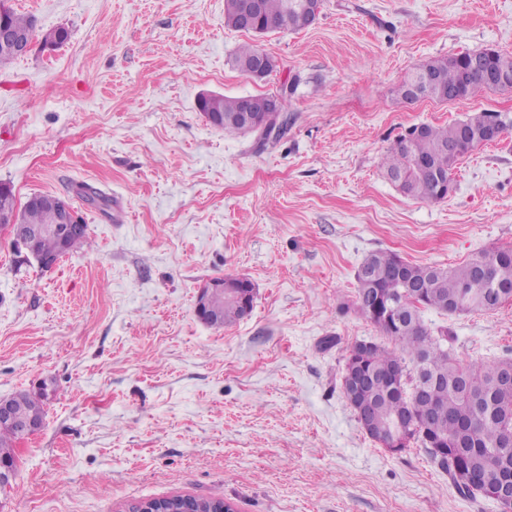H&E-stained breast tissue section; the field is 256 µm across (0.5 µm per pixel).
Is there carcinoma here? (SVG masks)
<instances>
[{
	"label": "carcinoma",
	"mask_w": 512,
	"mask_h": 512,
	"mask_svg": "<svg viewBox=\"0 0 512 512\" xmlns=\"http://www.w3.org/2000/svg\"><path fill=\"white\" fill-rule=\"evenodd\" d=\"M241 0H224V25L237 31L262 34L307 27L302 0H261V10L251 26L243 23ZM498 50L485 48L451 58H435L418 67L434 76L435 82L424 97L446 101L476 96L503 86L472 68V57ZM260 49L244 45L233 57L234 67L254 76ZM224 126L229 133H241L236 116L239 97L222 98ZM493 126L496 136L512 129V121L501 115L477 112L444 127L412 126L401 135L383 158L386 176L400 191L415 199L440 201L448 197V185L458 160L481 142L464 140L462 128L472 133ZM18 219L38 231L36 248L44 255L61 250L63 237L53 203L46 196H32L18 210ZM491 267L499 289V305L512 302V247H498L451 268L418 265L391 251L367 256L356 274V309L397 345L389 350L375 344L363 360V382L358 398L370 409V421L392 432L400 428L408 434L406 447H419L430 462L448 475L457 494L469 501L480 495L454 471V466L497 482L512 471V456L502 449L512 446V385L502 380L504 367L512 359L471 365L444 346L448 328L435 332L422 320L425 309L453 315L488 312L485 301L493 282L482 267ZM223 325L243 320L248 313L233 294L214 302ZM14 410L21 416L45 417L44 394L28 392L12 396ZM17 432L0 427V460L13 459Z\"/></svg>",
	"instance_id": "carcinoma-1"
}]
</instances>
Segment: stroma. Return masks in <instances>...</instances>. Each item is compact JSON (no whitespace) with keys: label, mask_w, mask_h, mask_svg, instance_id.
Wrapping results in <instances>:
<instances>
[{"label":"stroma","mask_w":512,"mask_h":512,"mask_svg":"<svg viewBox=\"0 0 512 512\" xmlns=\"http://www.w3.org/2000/svg\"><path fill=\"white\" fill-rule=\"evenodd\" d=\"M37 33L0 67V183L17 204L75 198L90 245L49 269L0 230V398L46 391V417L16 441L0 512H125L174 494L237 512H498L462 500L418 449L385 451L344 399L349 347L380 340L355 308L374 251L461 265L512 246V133L460 158L439 202L382 173L412 125L512 116V90L409 102L426 60L493 47L512 55V0H322L310 26L259 37L224 25V0H9ZM276 68L254 80L242 44ZM288 98L274 144L227 134L200 93ZM250 280L253 309L214 328L198 295ZM465 361L512 358V304L425 311ZM260 52H264V51L254 47V46H251V45L241 46L237 50V52L235 53V55L233 57V65H234V67L237 70H239L240 72H242L243 74H245L247 76H250L251 78L256 79L255 76H254L255 64H256L257 57H258ZM269 56H270V58L272 60L271 64L269 65L267 70L264 72L263 77L260 78V79H256V80H261V79L265 78L276 67L274 57L271 56V55H269Z\"/></svg>","instance_id":"obj_1"}]
</instances>
